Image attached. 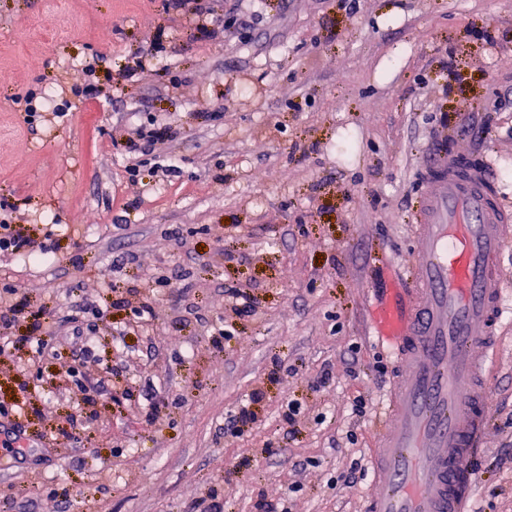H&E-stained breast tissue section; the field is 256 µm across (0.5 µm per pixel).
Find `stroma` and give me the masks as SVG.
Segmentation results:
<instances>
[{
    "mask_svg": "<svg viewBox=\"0 0 512 512\" xmlns=\"http://www.w3.org/2000/svg\"><path fill=\"white\" fill-rule=\"evenodd\" d=\"M508 54L512 0H0V204L50 247L0 281L50 333L95 329L102 358L56 398L72 346L0 357V403L26 406L23 458L0 451L12 512H364L396 376L366 288L417 258L433 139L493 157L512 206ZM139 129L146 163L120 153ZM239 289L255 310L228 306ZM500 336L475 512H512V315Z\"/></svg>",
    "mask_w": 512,
    "mask_h": 512,
    "instance_id": "obj_1",
    "label": "stroma"
}]
</instances>
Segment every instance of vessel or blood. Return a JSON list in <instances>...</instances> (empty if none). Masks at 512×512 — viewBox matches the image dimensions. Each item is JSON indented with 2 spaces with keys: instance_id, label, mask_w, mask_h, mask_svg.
<instances>
[{
  "instance_id": "1",
  "label": "vessel or blood",
  "mask_w": 512,
  "mask_h": 512,
  "mask_svg": "<svg viewBox=\"0 0 512 512\" xmlns=\"http://www.w3.org/2000/svg\"><path fill=\"white\" fill-rule=\"evenodd\" d=\"M419 175L421 246L410 283L367 326L398 367L371 454L367 512H469L490 410L488 362L512 312V279L502 270L512 208L497 196L493 168L464 163L441 138Z\"/></svg>"
}]
</instances>
